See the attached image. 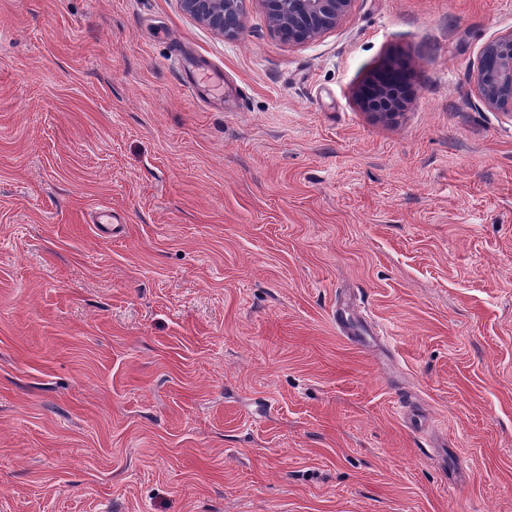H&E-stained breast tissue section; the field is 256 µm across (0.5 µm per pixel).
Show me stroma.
<instances>
[{"instance_id":"stroma-1","label":"stroma","mask_w":512,"mask_h":512,"mask_svg":"<svg viewBox=\"0 0 512 512\" xmlns=\"http://www.w3.org/2000/svg\"><path fill=\"white\" fill-rule=\"evenodd\" d=\"M511 32L0 0V512H512V117L476 91ZM184 12L211 30L238 36L243 31L246 0H179ZM356 98L364 110L387 120H394L411 102L407 92L397 90L389 82H378L376 79L361 86L356 91Z\"/></svg>"}]
</instances>
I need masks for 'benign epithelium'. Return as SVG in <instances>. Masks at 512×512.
<instances>
[{
	"label": "benign epithelium",
	"instance_id": "1",
	"mask_svg": "<svg viewBox=\"0 0 512 512\" xmlns=\"http://www.w3.org/2000/svg\"><path fill=\"white\" fill-rule=\"evenodd\" d=\"M270 26L284 40L301 44L336 28L353 0H260ZM184 12L211 30L238 36L243 31L246 0H179ZM477 93L491 111L512 116V32L489 42L477 68ZM362 108L393 120L411 102L389 82L372 80L356 91Z\"/></svg>",
	"mask_w": 512,
	"mask_h": 512
}]
</instances>
